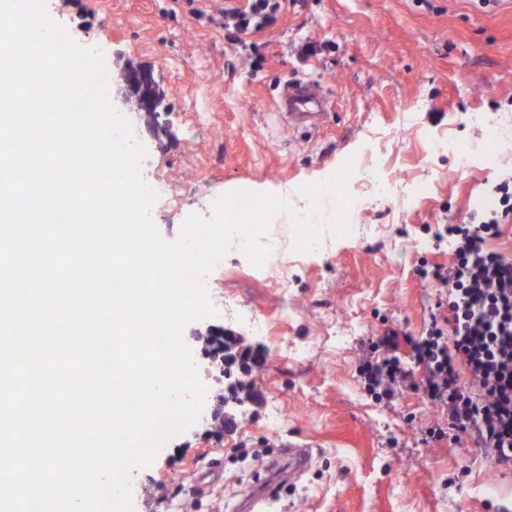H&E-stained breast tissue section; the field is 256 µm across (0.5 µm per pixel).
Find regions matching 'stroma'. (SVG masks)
<instances>
[{
    "label": "stroma",
    "instance_id": "35a3bbf8",
    "mask_svg": "<svg viewBox=\"0 0 512 512\" xmlns=\"http://www.w3.org/2000/svg\"><path fill=\"white\" fill-rule=\"evenodd\" d=\"M224 0H46L50 18L81 45L102 46L110 95L148 148V183L179 186L151 218L176 240L191 214L211 218L217 195L269 194L306 210L302 188L346 159L381 156L387 187L348 234L322 226L319 248L293 251L290 217H274L273 260L239 249L215 271V318L189 323L206 395L204 416L136 470L133 512H231L245 485L279 463L288 442L308 463L267 512H502L512 472L483 449L446 438L436 407L412 391L377 400L359 375L361 344L394 328L418 335L434 303L421 267L449 266L440 225L465 224L512 177V9L482 0H304L235 49L214 15ZM318 47L304 57L305 43ZM150 75L159 106L140 112L122 80ZM312 84L332 115L314 130L289 125L283 89ZM477 150L469 166L428 135ZM258 320L264 330L251 332ZM224 328L247 370L220 376L208 331ZM283 423L271 430L269 419Z\"/></svg>",
    "mask_w": 512,
    "mask_h": 512
}]
</instances>
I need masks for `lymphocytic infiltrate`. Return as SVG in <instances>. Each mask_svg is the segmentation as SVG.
Wrapping results in <instances>:
<instances>
[{"mask_svg":"<svg viewBox=\"0 0 512 512\" xmlns=\"http://www.w3.org/2000/svg\"><path fill=\"white\" fill-rule=\"evenodd\" d=\"M294 2L233 0L222 24L243 47ZM495 192L499 207L489 219L447 224L437 234L453 244L456 262L432 273L440 295L426 331H385L369 343L360 374L378 398L411 390L437 406L448 426L431 430L430 438L468 439L497 468L512 470V259L485 246L512 222V184L500 182ZM402 344L412 351L411 363L396 354Z\"/></svg>","mask_w":512,"mask_h":512,"instance_id":"obj_1","label":"lymphocytic infiltrate"}]
</instances>
